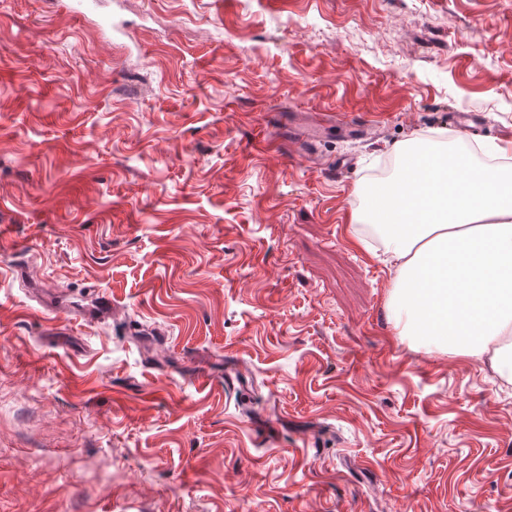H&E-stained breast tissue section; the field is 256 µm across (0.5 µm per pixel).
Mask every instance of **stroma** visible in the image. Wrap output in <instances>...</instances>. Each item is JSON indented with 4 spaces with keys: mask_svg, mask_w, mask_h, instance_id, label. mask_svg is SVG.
<instances>
[{
    "mask_svg": "<svg viewBox=\"0 0 512 512\" xmlns=\"http://www.w3.org/2000/svg\"><path fill=\"white\" fill-rule=\"evenodd\" d=\"M452 134L512 0H0V512H512V384L349 233Z\"/></svg>",
    "mask_w": 512,
    "mask_h": 512,
    "instance_id": "1",
    "label": "stroma"
}]
</instances>
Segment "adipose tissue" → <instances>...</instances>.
I'll return each mask as SVG.
<instances>
[{
    "label": "adipose tissue",
    "mask_w": 512,
    "mask_h": 512,
    "mask_svg": "<svg viewBox=\"0 0 512 512\" xmlns=\"http://www.w3.org/2000/svg\"><path fill=\"white\" fill-rule=\"evenodd\" d=\"M354 223L379 229L395 267L394 326L512 382V171L398 147Z\"/></svg>",
    "instance_id": "1"
}]
</instances>
